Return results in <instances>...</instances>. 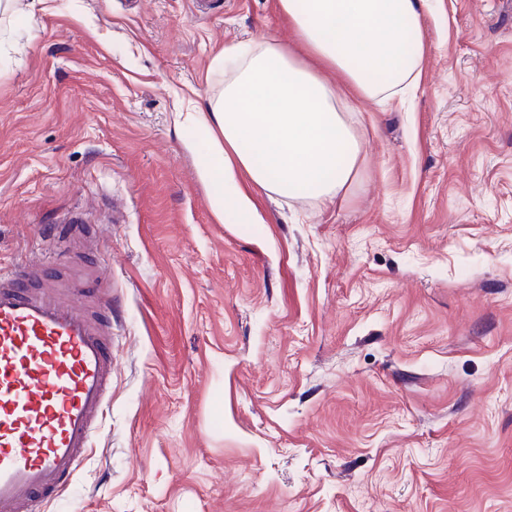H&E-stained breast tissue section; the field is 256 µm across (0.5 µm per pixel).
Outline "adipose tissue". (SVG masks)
<instances>
[{
    "instance_id": "1",
    "label": "adipose tissue",
    "mask_w": 512,
    "mask_h": 512,
    "mask_svg": "<svg viewBox=\"0 0 512 512\" xmlns=\"http://www.w3.org/2000/svg\"><path fill=\"white\" fill-rule=\"evenodd\" d=\"M304 47L268 40L224 48L223 90L182 128L205 145L199 172L220 217L250 215L245 173L284 199L331 201L353 182L362 142L323 70L339 72L352 98L389 104L420 83L422 20L431 0H279Z\"/></svg>"
}]
</instances>
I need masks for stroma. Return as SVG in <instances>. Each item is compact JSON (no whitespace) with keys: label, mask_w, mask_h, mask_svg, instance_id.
Instances as JSON below:
<instances>
[{"label":"stroma","mask_w":512,"mask_h":512,"mask_svg":"<svg viewBox=\"0 0 512 512\" xmlns=\"http://www.w3.org/2000/svg\"><path fill=\"white\" fill-rule=\"evenodd\" d=\"M333 202L221 221L179 113L278 0H12L0 263L94 236L112 399L44 512H512V0H434Z\"/></svg>","instance_id":"obj_1"}]
</instances>
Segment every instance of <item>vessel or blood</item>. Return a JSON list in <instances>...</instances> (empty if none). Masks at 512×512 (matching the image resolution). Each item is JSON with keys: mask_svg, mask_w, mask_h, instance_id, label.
I'll use <instances>...</instances> for the list:
<instances>
[{"mask_svg": "<svg viewBox=\"0 0 512 512\" xmlns=\"http://www.w3.org/2000/svg\"><path fill=\"white\" fill-rule=\"evenodd\" d=\"M87 235L63 225L45 254L0 266V512H42L88 457L112 395L111 294L93 314L48 276Z\"/></svg>", "mask_w": 512, "mask_h": 512, "instance_id": "obj_1", "label": "vessel or blood"}]
</instances>
